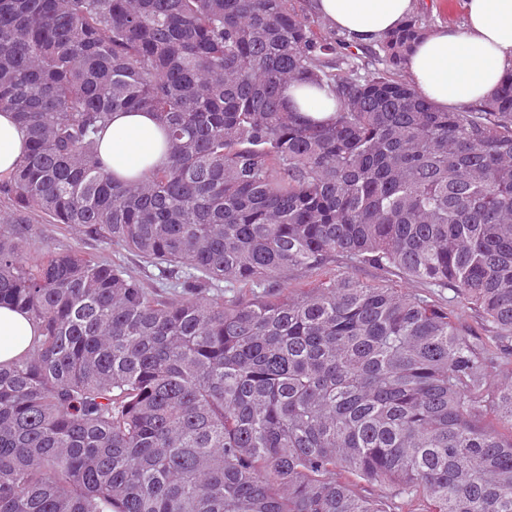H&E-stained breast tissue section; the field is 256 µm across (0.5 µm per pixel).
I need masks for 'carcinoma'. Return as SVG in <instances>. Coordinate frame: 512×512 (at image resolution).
Masks as SVG:
<instances>
[{"instance_id":"cac0c4a2","label":"carcinoma","mask_w":512,"mask_h":512,"mask_svg":"<svg viewBox=\"0 0 512 512\" xmlns=\"http://www.w3.org/2000/svg\"><path fill=\"white\" fill-rule=\"evenodd\" d=\"M423 34L365 61L288 0H0V112L29 139L0 305L39 332L0 365V512H512V70L441 111L400 75ZM293 83L335 117L288 110ZM132 110L169 160L118 181L97 136ZM297 269L324 278L290 291ZM288 107L314 122H325L335 115V98L327 88L293 85L284 92ZM35 225L42 232V236L52 246L72 247L85 253L97 254L114 260L116 259L132 270L137 276H142L145 279H148L147 277L154 278V275L158 274V271L153 267H145V264L141 259L135 253L130 251L118 249L115 252H112V247L104 248L99 241L89 239L77 230L67 232L59 229L55 224L48 223ZM336 269L349 272L363 283L370 285L380 284L393 288H406L413 293L427 295L444 305L446 303L448 304V296L452 295V292L448 289L427 288L422 283L408 284L399 272L392 271L389 274H383L374 265L368 263H358L340 259L336 263Z\"/></svg>"}]
</instances>
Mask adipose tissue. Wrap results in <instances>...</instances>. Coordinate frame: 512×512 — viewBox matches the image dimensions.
<instances>
[{"label": "adipose tissue", "mask_w": 512, "mask_h": 512, "mask_svg": "<svg viewBox=\"0 0 512 512\" xmlns=\"http://www.w3.org/2000/svg\"><path fill=\"white\" fill-rule=\"evenodd\" d=\"M417 0H312L314 13L356 46L373 45L412 16ZM405 68L415 88L443 110L489 98L512 69V0H466L462 27L423 35L407 54ZM288 107L314 122L335 115L325 88L293 85L284 92ZM28 139L9 112L0 113V173L25 154ZM98 154L112 174L134 180L167 161V135L147 111L116 112L98 139ZM36 331L27 315L0 305V363L24 354Z\"/></svg>", "instance_id": "1"}]
</instances>
